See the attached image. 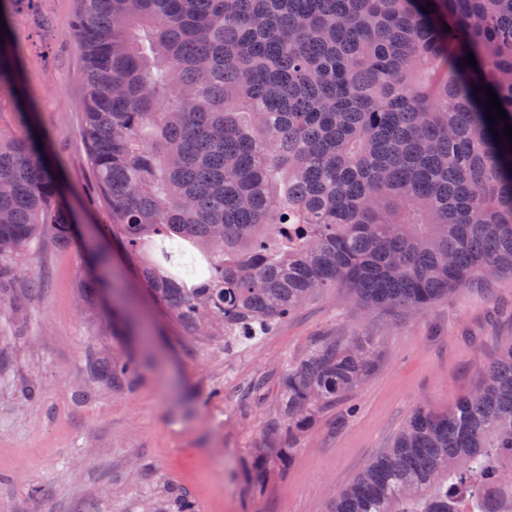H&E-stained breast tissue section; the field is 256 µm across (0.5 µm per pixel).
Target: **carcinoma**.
I'll list each match as a JSON object with an SVG mask.
<instances>
[{"mask_svg": "<svg viewBox=\"0 0 512 512\" xmlns=\"http://www.w3.org/2000/svg\"><path fill=\"white\" fill-rule=\"evenodd\" d=\"M83 140L106 232L190 336L267 335L317 294L420 315L512 278V0H77ZM431 7L433 12L423 11ZM473 54L476 66L466 63ZM508 115L492 125L484 87ZM0 280L68 243L8 28L0 32ZM373 336L315 340L263 429L285 469L376 367ZM141 364H94L120 385ZM157 512H195L165 487ZM328 512H512V347L469 394L417 410Z\"/></svg>", "mask_w": 512, "mask_h": 512, "instance_id": "carcinoma-1", "label": "carcinoma"}]
</instances>
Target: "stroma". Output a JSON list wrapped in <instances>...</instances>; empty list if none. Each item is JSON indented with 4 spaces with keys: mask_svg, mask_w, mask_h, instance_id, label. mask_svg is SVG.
Listing matches in <instances>:
<instances>
[{
    "mask_svg": "<svg viewBox=\"0 0 512 512\" xmlns=\"http://www.w3.org/2000/svg\"><path fill=\"white\" fill-rule=\"evenodd\" d=\"M76 0H16L11 25L38 127L64 179L79 239L50 236L19 258L26 279L0 290V512H140L165 485L186 489L196 512H326L386 448L417 408L440 411L480 381L512 346V281L486 278L425 315L364 310L345 293L319 295L248 346L190 336L140 283L93 203L95 179L82 138L84 51L74 34ZM102 250L120 296L85 290L90 255ZM379 337L377 368L325 408L287 471L269 469L260 489L243 473L277 408V380L316 339ZM134 355L145 364L119 387L89 381V362ZM266 378L261 398L244 389ZM50 488L45 498L37 487Z\"/></svg>",
    "mask_w": 512,
    "mask_h": 512,
    "instance_id": "1",
    "label": "stroma"
}]
</instances>
